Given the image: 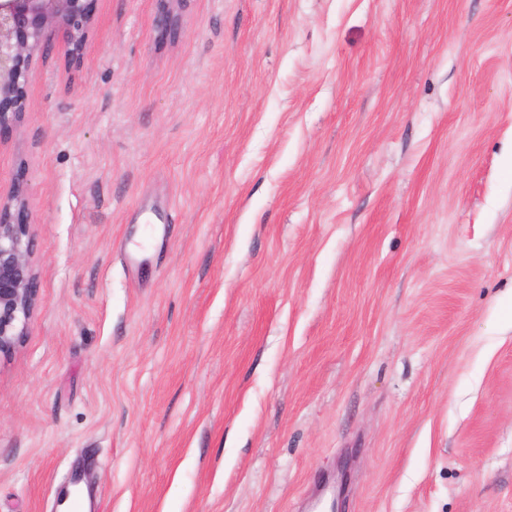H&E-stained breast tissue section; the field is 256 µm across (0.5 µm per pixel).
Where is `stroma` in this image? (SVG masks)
Listing matches in <instances>:
<instances>
[{
  "label": "stroma",
  "mask_w": 512,
  "mask_h": 512,
  "mask_svg": "<svg viewBox=\"0 0 512 512\" xmlns=\"http://www.w3.org/2000/svg\"><path fill=\"white\" fill-rule=\"evenodd\" d=\"M157 10L49 32L0 130V512H512V0ZM188 0H157V27L162 36L175 38L180 31L181 15ZM26 188L18 183L4 196L0 190V354L24 336L37 303L38 273L33 261L35 238L22 216Z\"/></svg>",
  "instance_id": "35a3bbf8"
}]
</instances>
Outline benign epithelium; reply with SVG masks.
Here are the masks:
<instances>
[{"instance_id":"benign-epithelium-1","label":"benign epithelium","mask_w":512,"mask_h":512,"mask_svg":"<svg viewBox=\"0 0 512 512\" xmlns=\"http://www.w3.org/2000/svg\"><path fill=\"white\" fill-rule=\"evenodd\" d=\"M90 0H0V128L21 123L29 108L24 93L26 62L48 31L63 26L79 56L91 25ZM161 35L179 34L187 0H157ZM27 191L22 184L0 194V354L15 348L33 317L38 273L35 238L22 220Z\"/></svg>"}]
</instances>
